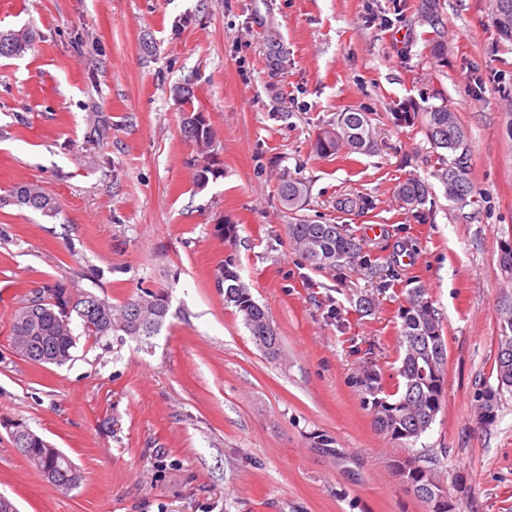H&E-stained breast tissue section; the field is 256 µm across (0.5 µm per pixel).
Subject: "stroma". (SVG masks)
I'll return each instance as SVG.
<instances>
[{
	"label": "stroma",
	"mask_w": 512,
	"mask_h": 512,
	"mask_svg": "<svg viewBox=\"0 0 512 512\" xmlns=\"http://www.w3.org/2000/svg\"><path fill=\"white\" fill-rule=\"evenodd\" d=\"M420 7L0 0V28L33 32L23 57L0 58V495L18 512H428L393 467L405 457L456 512H512V392L496 374L512 293L499 264L512 240V41L491 0H440L436 61ZM184 84L216 135L222 174L204 186L180 134ZM443 99L469 139L472 202L457 208L433 182L412 208L399 182L431 180L438 158L421 121L396 112ZM347 111L368 113L374 152L316 155ZM286 172L309 187L296 215L275 192ZM21 182L57 211L7 204ZM298 215L343 225L373 270L306 265L286 232ZM229 255L282 338L278 357L215 286ZM63 277L115 305L163 292L168 315L151 338L81 335L66 365L29 364L11 350L14 308ZM414 287L446 361L442 409L408 442L375 426L373 402L400 381ZM17 419L73 460L77 489L57 493L28 464Z\"/></svg>",
	"instance_id": "stroma-1"
}]
</instances>
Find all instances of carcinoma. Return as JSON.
Returning a JSON list of instances; mask_svg holds the SVG:
<instances>
[{"mask_svg": "<svg viewBox=\"0 0 512 512\" xmlns=\"http://www.w3.org/2000/svg\"><path fill=\"white\" fill-rule=\"evenodd\" d=\"M439 7V0H421V14L430 17L429 27L435 34L441 24ZM492 23L501 36L512 40V0H493ZM31 42L32 33L27 29L1 31L0 57L20 56L29 49ZM423 121L433 148L445 153L434 177L444 187L449 200L463 207L473 193L466 131L455 112L444 103L424 112ZM180 133L203 158L196 181L205 186L210 178L221 174L218 164L212 160L214 129L203 113L185 110ZM375 146L373 128L364 112L340 113L334 127L322 132L315 143L316 151L327 157L343 148L349 153L364 154ZM430 192L431 184L414 176L406 178L398 187L401 200L411 206L423 204ZM276 194L288 209L297 210L307 198L308 186L302 179L284 173L278 180ZM9 202L45 214L57 209V202L49 194L27 183L13 188ZM287 233L290 244L313 269L340 264L372 268L371 260L360 244L339 224H315L297 218L287 225ZM215 285L224 289V301L236 308L256 343L269 356L279 355L281 337L273 333L267 311L240 283L233 259L218 265ZM167 313L168 300L160 292L143 291L115 306L72 280L56 279L21 300L12 318L11 335L22 332L29 337V350L21 354L22 360L38 365H63L73 359L76 347L73 324L81 326L83 335L97 339L117 332L150 338L159 333ZM402 319L400 347L403 355L399 368L402 387L392 397L374 403L377 409L374 422L395 440H416L431 427L442 408L445 344L434 310L424 302L422 289L410 291ZM499 320V346L512 345L511 303H505L499 309ZM496 372L501 387L512 389V361L507 363L502 356H497ZM9 433L14 446L46 481L66 483L71 491L80 485L82 476L70 457L31 431L24 422H12ZM394 468L404 479L407 490L425 502L429 512H436L426 488L441 493L444 489L431 472L410 459L396 460Z\"/></svg>", "mask_w": 512, "mask_h": 512, "instance_id": "obj_1", "label": "carcinoma"}]
</instances>
